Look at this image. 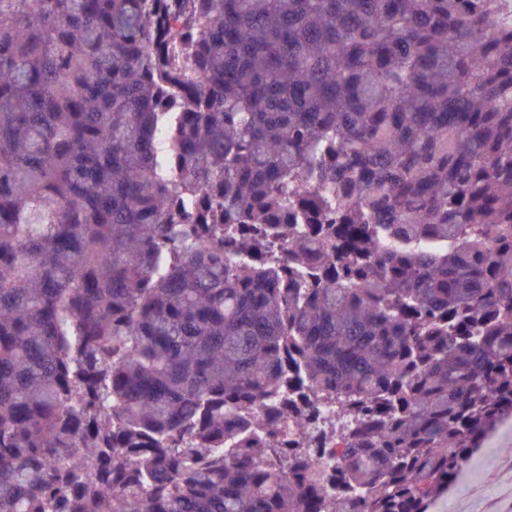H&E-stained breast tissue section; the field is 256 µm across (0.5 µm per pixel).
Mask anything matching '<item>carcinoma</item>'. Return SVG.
Masks as SVG:
<instances>
[{"mask_svg":"<svg viewBox=\"0 0 512 512\" xmlns=\"http://www.w3.org/2000/svg\"><path fill=\"white\" fill-rule=\"evenodd\" d=\"M506 413L512 0H0V512H425Z\"/></svg>","mask_w":512,"mask_h":512,"instance_id":"carcinoma-1","label":"carcinoma"}]
</instances>
